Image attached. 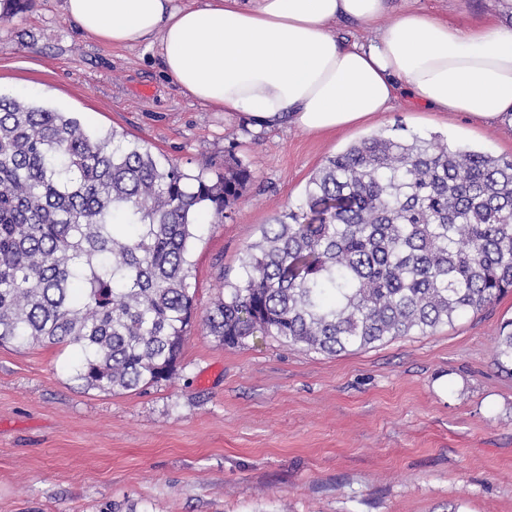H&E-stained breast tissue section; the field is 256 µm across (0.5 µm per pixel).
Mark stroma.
Masks as SVG:
<instances>
[{
  "mask_svg": "<svg viewBox=\"0 0 512 512\" xmlns=\"http://www.w3.org/2000/svg\"><path fill=\"white\" fill-rule=\"evenodd\" d=\"M63 0L0 18V94H23L195 172L229 156L253 180L202 225L192 284L209 307L261 225L304 200L326 157L374 133H438L512 157V130L397 105L331 133L253 130L188 101L157 48L112 47ZM468 24L507 0H414ZM512 292L424 335L335 356L265 335L227 348L194 324L170 383L83 391L65 346H0V512H512V375L494 363Z\"/></svg>",
  "mask_w": 512,
  "mask_h": 512,
  "instance_id": "obj_1",
  "label": "stroma"
}]
</instances>
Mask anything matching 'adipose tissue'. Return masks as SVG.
I'll use <instances>...</instances> for the list:
<instances>
[{
  "label": "adipose tissue",
  "instance_id": "1",
  "mask_svg": "<svg viewBox=\"0 0 512 512\" xmlns=\"http://www.w3.org/2000/svg\"><path fill=\"white\" fill-rule=\"evenodd\" d=\"M390 0H64L88 37L157 46L193 102L255 128L363 124L399 100L512 128V22L471 26ZM367 29L347 43L336 22Z\"/></svg>",
  "mask_w": 512,
  "mask_h": 512
}]
</instances>
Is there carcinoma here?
<instances>
[{
	"label": "carcinoma",
	"instance_id": "cac0c4a2",
	"mask_svg": "<svg viewBox=\"0 0 512 512\" xmlns=\"http://www.w3.org/2000/svg\"><path fill=\"white\" fill-rule=\"evenodd\" d=\"M251 178L238 159L190 174L0 95V345L73 347L86 390L172 380L198 226L223 221ZM240 267L201 316L227 347L260 332L334 355L451 325L512 289V159L371 135L326 160ZM494 361L512 371V320Z\"/></svg>",
	"mask_w": 512,
	"mask_h": 512
}]
</instances>
